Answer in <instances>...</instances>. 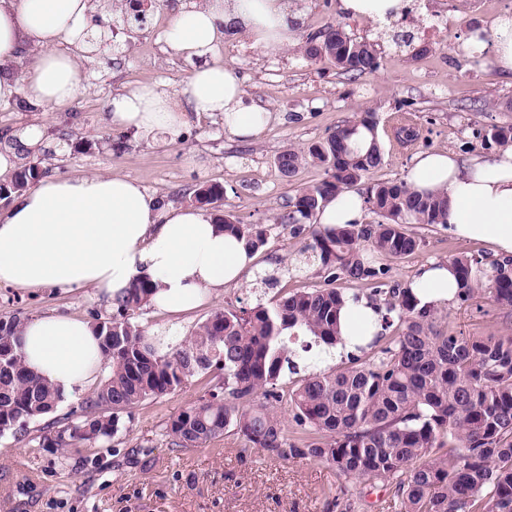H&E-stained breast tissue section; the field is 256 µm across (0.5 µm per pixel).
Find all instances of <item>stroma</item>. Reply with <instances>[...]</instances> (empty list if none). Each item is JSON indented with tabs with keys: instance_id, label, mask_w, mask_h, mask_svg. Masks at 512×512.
Segmentation results:
<instances>
[{
	"instance_id": "stroma-1",
	"label": "stroma",
	"mask_w": 512,
	"mask_h": 512,
	"mask_svg": "<svg viewBox=\"0 0 512 512\" xmlns=\"http://www.w3.org/2000/svg\"><path fill=\"white\" fill-rule=\"evenodd\" d=\"M191 2L143 0L148 21L141 30L123 26L126 0L93 9L90 28L110 31L112 44L88 54L82 84L70 105L46 113L0 103V151L8 147L5 134L37 125L42 142L34 158L50 175L122 176L172 206L189 204V192L200 186L220 185L224 199L219 212L267 227L260 264L307 258L306 267L280 275L276 285L229 288L189 313L144 309L137 320L148 332L172 328L186 336L217 308L267 304L287 292L324 287L318 257L305 250L309 233L293 234L277 218L287 212L299 189L318 183L325 172L309 164L292 175L281 174L276 158L284 149L308 147L342 122L374 113L383 160L367 182L359 183L363 191L371 183L406 180L421 153L453 150L492 158L480 132L512 123V80L482 60L457 55L444 40L418 33L428 13L441 10L453 20V42H465L472 30L490 29L501 11L512 10V0H421L420 9L386 29L341 14L337 0H293L299 13L296 34L339 25L351 38L378 41V71L356 77L333 63L310 61L294 43L267 57L239 32L226 39L221 52L241 77L249 99L271 112L264 131L243 141L225 133L220 116L191 112L181 141L153 146L112 127L108 104L118 91L139 84L167 92L184 85L194 64L168 48L164 33L175 11ZM403 31L414 32L411 44L399 40ZM404 125L416 131V139L396 137ZM413 231L423 245L410 256L387 261V286L410 283L431 261L460 254L494 258L486 244L457 239L445 225H417ZM49 311L93 321L108 317L112 306L92 288L67 294L52 288H0V319L16 314L29 320ZM447 313L452 333H512V314L486 299L453 303ZM208 388L206 380L195 378L143 404L106 443L41 448L27 435L0 437V512H337L334 497L340 480L326 464L284 460L262 450L246 454L243 439L230 432L201 448L170 446L167 423Z\"/></svg>"
}]
</instances>
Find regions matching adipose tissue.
<instances>
[{"instance_id":"1","label":"adipose tissue","mask_w":512,"mask_h":512,"mask_svg":"<svg viewBox=\"0 0 512 512\" xmlns=\"http://www.w3.org/2000/svg\"><path fill=\"white\" fill-rule=\"evenodd\" d=\"M410 0H340L348 15L385 22L401 16ZM91 0H0V101L23 95L53 111L68 105L82 80V59L61 51L80 41ZM290 0H204L179 10L166 43L195 60L186 83L173 94L141 84L113 95L112 125L145 138L181 139L188 113L219 114L224 130L240 140L256 138L267 124L266 109L247 103L235 69L219 54L225 30L248 34L264 55L291 42ZM483 60L512 79V12L504 11L486 40ZM29 63L23 78L9 68L21 54ZM407 182L421 194L448 197V229L462 240L479 241L499 255H512V146L495 161L454 151L414 157ZM362 194L344 190L317 214L324 227L362 223ZM256 255L225 232L215 212L200 207H160L137 182L118 176L76 172L46 176L12 197L0 211V287L21 290L93 288L106 298L138 278L156 291L153 308L169 313L195 310L242 284L256 269ZM419 305L440 308L457 295L449 263L433 261L414 276ZM341 343L327 348L337 360L355 351L358 337L382 331L381 315L363 294H348L338 319ZM17 347L29 368L65 399L87 392L103 371L100 340L91 321L47 313L26 323Z\"/></svg>"}]
</instances>
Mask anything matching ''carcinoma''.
<instances>
[{
  "mask_svg": "<svg viewBox=\"0 0 512 512\" xmlns=\"http://www.w3.org/2000/svg\"><path fill=\"white\" fill-rule=\"evenodd\" d=\"M309 60L331 61L362 77L380 65L376 45L356 41L340 26L302 36ZM373 113L349 120L308 151L288 149L277 157L280 172L294 173L309 163L325 168L319 183L298 190L292 210L280 224L308 223L327 287L296 291L268 305L217 308L180 343L163 346L135 320L149 305L153 284L137 280L112 300L116 314L98 320L101 353L109 371L80 410L66 415L56 432L40 429L38 442L50 448H77L109 441L123 417L211 372L218 384L166 426L179 448H197L229 430L246 440L244 451L265 450L280 458L325 463L344 481L335 506L352 512L343 499L346 483L382 484L392 489L395 512H512V335L466 336L439 328V310L418 307L410 288H375L370 299L384 310V330L360 352L341 363L322 366L321 354H308L306 373L291 359L296 351L285 331L305 328L315 344L339 340L343 293L339 279L374 281L387 268L385 258L419 250L414 224L444 223L445 195H422L401 182L367 188L377 220L324 228L312 223L321 204L360 183L382 163ZM512 143V124L492 127L484 146ZM18 167L0 183V201L9 202L41 176L31 152L18 146ZM224 198L216 185L199 187L200 207ZM224 228L258 251L267 244L260 224H242L233 215ZM458 276L456 300L487 298L512 311V257L485 262L467 255L449 259ZM24 321L0 319V436L28 433L29 424L55 411L62 397L31 370L16 349ZM297 375L282 382L285 373ZM289 411L297 435L288 436L282 412Z\"/></svg>",
  "mask_w": 512,
  "mask_h": 512,
  "instance_id": "carcinoma-1",
  "label": "carcinoma"
}]
</instances>
